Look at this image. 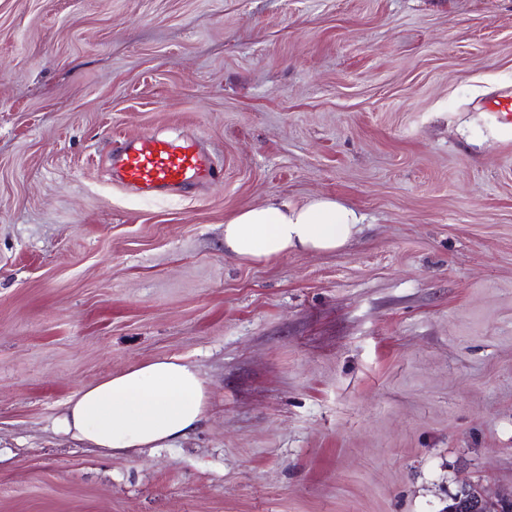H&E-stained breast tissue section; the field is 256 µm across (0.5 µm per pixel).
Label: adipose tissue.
Instances as JSON below:
<instances>
[{
	"instance_id": "ef3b65f1",
	"label": "adipose tissue",
	"mask_w": 512,
	"mask_h": 512,
	"mask_svg": "<svg viewBox=\"0 0 512 512\" xmlns=\"http://www.w3.org/2000/svg\"><path fill=\"white\" fill-rule=\"evenodd\" d=\"M362 222L354 208L331 197L282 199L237 212L224 226V248L248 262L298 250L330 252L346 246ZM207 398L194 365L161 358L84 386L68 401L59 430L115 455L167 448L203 420Z\"/></svg>"
}]
</instances>
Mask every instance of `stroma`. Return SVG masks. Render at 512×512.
Wrapping results in <instances>:
<instances>
[{
    "label": "stroma",
    "instance_id": "obj_1",
    "mask_svg": "<svg viewBox=\"0 0 512 512\" xmlns=\"http://www.w3.org/2000/svg\"><path fill=\"white\" fill-rule=\"evenodd\" d=\"M512 0H0V512H445L512 487ZM223 181L141 198L114 137ZM360 233L247 262L240 209ZM205 378L173 447L59 433L136 364ZM489 114L498 122L512 124V90H501L486 103ZM362 222L354 208L331 197L304 203L282 199L237 212L224 226V249L248 262L298 250L330 252L346 246Z\"/></svg>",
    "mask_w": 512,
    "mask_h": 512
}]
</instances>
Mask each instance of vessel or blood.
I'll return each mask as SVG.
<instances>
[{"label":"vessel or blood","mask_w":512,"mask_h":512,"mask_svg":"<svg viewBox=\"0 0 512 512\" xmlns=\"http://www.w3.org/2000/svg\"><path fill=\"white\" fill-rule=\"evenodd\" d=\"M486 109L498 122L512 124V90L494 94ZM112 178L145 198L176 196L192 187L212 185L216 169L193 138L144 134L114 143Z\"/></svg>","instance_id":"obj_1"}]
</instances>
